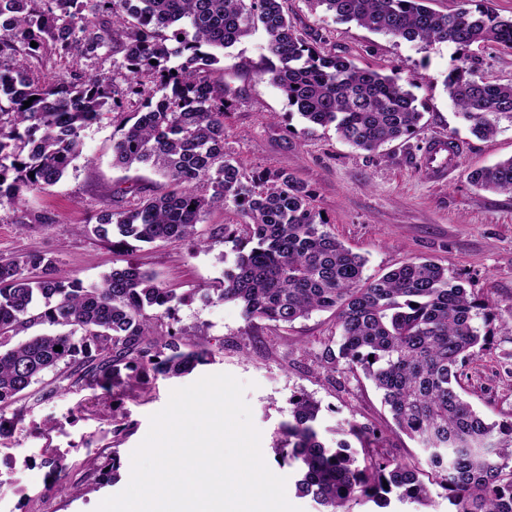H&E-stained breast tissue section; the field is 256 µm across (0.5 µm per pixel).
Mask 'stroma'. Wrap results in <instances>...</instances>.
I'll return each instance as SVG.
<instances>
[{
    "label": "stroma",
    "mask_w": 512,
    "mask_h": 512,
    "mask_svg": "<svg viewBox=\"0 0 512 512\" xmlns=\"http://www.w3.org/2000/svg\"><path fill=\"white\" fill-rule=\"evenodd\" d=\"M296 29L321 39L326 50L358 67L400 81H414L416 105L423 117L414 135L374 152L354 149L334 127L311 126L290 115L284 95L259 75L269 64L263 31L225 51L221 64L231 107L224 117L225 147L245 173L292 172L304 182L313 204L331 224L337 238L365 260L364 274L377 277L406 261L429 259L447 268L492 310L490 354L471 364L465 396L494 420L512 417V193L474 187L469 172L512 157V120L501 118L495 136L472 134L457 112L442 80L457 63L455 45L429 47L374 33L344 22L308 0H283ZM476 80L512 84V51L495 45L471 46ZM121 52H101L91 60L71 62L45 48L30 61L39 80L73 69L113 73L123 84ZM157 87L146 83L144 97H124L112 117L84 132V157L55 186L25 194L16 206H0V257L40 252L58 259L62 272L90 287L111 268L139 263L163 287L181 296L172 324L201 333L214 351L211 364L177 378L136 384L119 395L97 397L95 390L70 392L28 409L16 433L0 439V512H95L106 497L121 492L131 474V454L149 429L150 415L162 410L172 389L199 378L228 373L246 383L244 394L270 470L295 483L294 469L279 465L271 451L273 436L288 418V400L304 392L321 404L316 426L327 445L345 421L385 428L391 422L381 396L360 374L339 365L328 380L315 355L334 335L331 313L317 312L292 326L246 321L234 302L205 301L200 291L216 288L234 254L220 230L244 223L233 206L211 209L198 224L211 243L199 248L186 239L113 247L110 241L81 233L104 210L120 211L136 201L116 194L119 186L136 185L145 193L167 190L166 179L146 169L124 171L112 166V138L121 121L142 111L145 96ZM452 138L460 151L446 182L428 180L421 166L423 147L431 140ZM39 215L38 223L19 225L20 216ZM118 454L114 479L96 484L88 462ZM55 457L69 473V487L53 486L42 462Z\"/></svg>",
    "instance_id": "35a3bbf8"
}]
</instances>
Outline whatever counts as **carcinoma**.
I'll use <instances>...</instances> for the list:
<instances>
[{
	"instance_id": "cac0c4a2",
	"label": "carcinoma",
	"mask_w": 512,
	"mask_h": 512,
	"mask_svg": "<svg viewBox=\"0 0 512 512\" xmlns=\"http://www.w3.org/2000/svg\"><path fill=\"white\" fill-rule=\"evenodd\" d=\"M310 2L426 47L492 42L512 50V17L465 7L470 0L451 13L432 11L425 0ZM112 26L124 30L119 50L129 90L137 92L144 75L163 90L118 129L112 164L149 166L170 189L143 194L132 208L102 214L82 230L113 238L114 247L183 240L214 206L233 204L246 223L226 224L222 234L236 257L205 298L235 302L246 320L276 327L333 313L338 334L324 342L320 368L329 379L342 361L361 371L395 429L424 453L422 463H401L383 447V431L354 421L330 448L316 428L320 402L301 392L290 397L288 421L271 446L279 463L294 468L297 493L319 512H349L352 501L386 512L394 499L430 504L429 479L444 491L448 512H512V418L489 420L463 388L466 367L490 351L492 314L431 261L364 277L365 259L336 238L301 180L283 170L247 176L224 151L226 90L217 64L258 27L276 59L261 76L283 93L291 113L332 124L346 143L369 152L418 127L422 113L411 90L300 37L282 0H0V205L59 183L83 156L85 129L115 102L113 76L75 70L68 80L38 82L28 58L49 44L61 58L93 59L112 48ZM444 87L478 137L495 135L500 118L512 119V84L480 83L463 64L447 73ZM469 178L480 189L512 193V157ZM181 301L133 262L88 288L45 254L1 260L0 438L23 420L21 401L38 404L74 387L111 393L210 364L215 354L205 342L164 324ZM39 325L60 331L13 343ZM118 468L115 457L91 463L100 481Z\"/></svg>"
}]
</instances>
